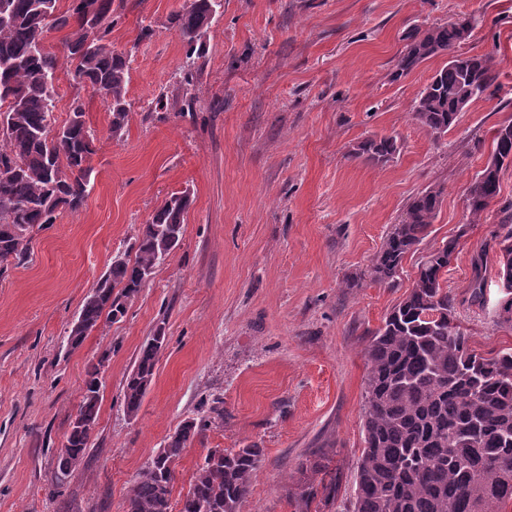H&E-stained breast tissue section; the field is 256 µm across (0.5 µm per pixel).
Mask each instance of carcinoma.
Here are the masks:
<instances>
[{"mask_svg":"<svg viewBox=\"0 0 512 512\" xmlns=\"http://www.w3.org/2000/svg\"><path fill=\"white\" fill-rule=\"evenodd\" d=\"M0 0V274L25 263L27 245L14 228L30 232L55 223L63 210L76 211L88 196L94 132L85 121L80 97L72 99L68 120L58 138L54 110L58 98L57 55L46 46L51 30L64 31L62 53L72 80L100 93L108 103L112 135L128 122L127 100L132 55L112 47L109 34L125 10L124 0ZM223 0H186L170 17L185 56L175 74L178 113L191 112L197 99L195 79L204 64L205 29ZM471 18L415 28L405 36L393 79L407 76L425 61L449 56L414 101L412 115L433 135L442 137L457 120V109L492 95L498 72L490 54H453L473 31ZM396 139H368L357 155L377 163L390 161ZM495 167H484L467 188L470 214L478 218L500 193L503 171L512 167V123L493 135ZM443 190L431 187L406 208L369 267L372 280L392 285L404 259L420 251L442 203ZM190 193L172 195L156 208L135 241V256L114 263L81 308L85 327L68 334L71 348L81 345L104 314L107 301L126 312V302L143 285L141 271L155 273L178 246ZM472 259L468 301L484 303L488 255L494 253L497 275H512V216L501 223ZM464 231L424 252L417 262L413 288L372 332L365 350L363 448L355 476L352 512H512V347L479 352L457 322L460 304L448 292V267ZM113 317V314L106 315ZM164 337L155 335L140 347L123 388L127 415H137L159 362ZM99 365L86 372L78 407L82 424L66 435L63 474L81 464L98 424ZM209 426L190 419L169 436L133 482L125 512H172L176 467L184 450ZM257 444L214 448L197 464L179 512H241L264 460ZM296 512L311 504L335 502L341 473L325 459L301 461Z\"/></svg>","mask_w":512,"mask_h":512,"instance_id":"obj_1","label":"carcinoma"}]
</instances>
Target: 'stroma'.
<instances>
[{
    "label": "stroma",
    "instance_id": "35a3bbf8",
    "mask_svg": "<svg viewBox=\"0 0 512 512\" xmlns=\"http://www.w3.org/2000/svg\"><path fill=\"white\" fill-rule=\"evenodd\" d=\"M185 0H126L112 30L132 53L121 136L92 88L59 66L57 123L80 97L95 134L89 194L76 211L32 233L30 258L0 277V512H125L128 491L184 421L211 417L176 469L180 501L209 449L257 444L265 456L242 512H295L289 477L325 452L343 474L325 512H352L361 455L364 351L412 289L407 256L395 287L368 268L407 206L432 185L443 202L424 247L459 236L448 289L481 351L512 346L496 322L502 293L488 275L483 306L467 304L471 260L512 213V168L480 220L466 193L512 121V0H224L207 33L197 109L154 110L172 93L184 46L169 17ZM477 20L463 53H489L500 89L460 113L442 138L417 123L418 93L443 64L392 73L415 27ZM153 27L151 38L138 34ZM393 136V159L355 155ZM190 191L179 245L120 320H102L67 350L71 323L116 255L133 257L142 224ZM166 336L136 417L123 386L140 346ZM108 355L101 409L80 466L55 456L81 400L88 364Z\"/></svg>",
    "mask_w": 512,
    "mask_h": 512
}]
</instances>
